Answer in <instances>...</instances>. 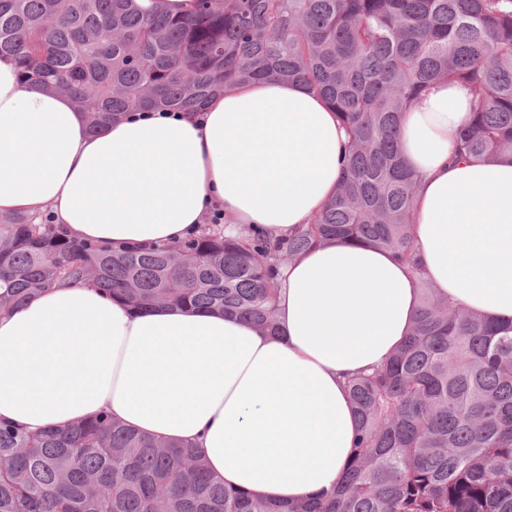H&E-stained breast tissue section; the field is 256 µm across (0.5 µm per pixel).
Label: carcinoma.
Segmentation results:
<instances>
[{
    "label": "carcinoma",
    "instance_id": "obj_1",
    "mask_svg": "<svg viewBox=\"0 0 512 512\" xmlns=\"http://www.w3.org/2000/svg\"><path fill=\"white\" fill-rule=\"evenodd\" d=\"M0 0V57L73 94L97 131L139 110L197 112L266 77L323 96L351 140L336 194L285 243L205 224L173 246L114 252L26 214L0 217V312L62 282L136 309L185 305L276 330L277 268L329 240L415 264L420 176L404 112L432 84L471 93L459 151L512 157V0ZM359 424L336 491L292 506L230 489L194 451L103 413L66 429L0 424V512H512V324L423 288L380 369L348 381Z\"/></svg>",
    "mask_w": 512,
    "mask_h": 512
}]
</instances>
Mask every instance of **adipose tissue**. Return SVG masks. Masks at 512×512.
<instances>
[{"instance_id":"1","label":"adipose tissue","mask_w":512,"mask_h":512,"mask_svg":"<svg viewBox=\"0 0 512 512\" xmlns=\"http://www.w3.org/2000/svg\"><path fill=\"white\" fill-rule=\"evenodd\" d=\"M469 109L465 87L439 82L404 116L400 150L422 178L417 266L315 246L280 273L272 334L61 284L0 313V421L38 432L104 412L197 449L227 487L288 502L331 492L358 434L346 381L403 343L422 282L512 322V158H456ZM348 140L322 96L274 78L92 134L68 95L21 83L0 57V216L52 214L77 242L173 244L213 208L232 232L288 238L335 193Z\"/></svg>"}]
</instances>
